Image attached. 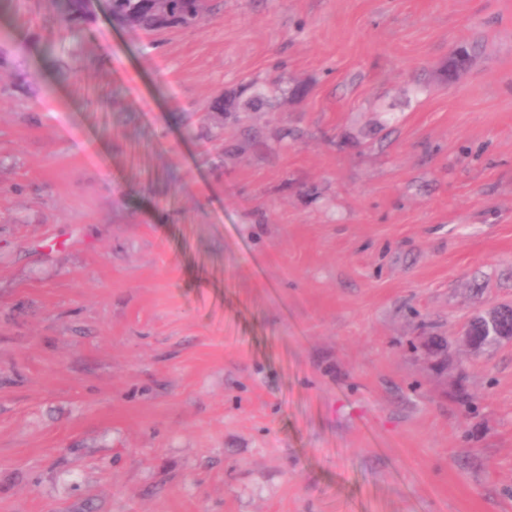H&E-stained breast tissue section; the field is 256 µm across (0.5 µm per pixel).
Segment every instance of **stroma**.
Segmentation results:
<instances>
[{
	"label": "stroma",
	"mask_w": 512,
	"mask_h": 512,
	"mask_svg": "<svg viewBox=\"0 0 512 512\" xmlns=\"http://www.w3.org/2000/svg\"><path fill=\"white\" fill-rule=\"evenodd\" d=\"M62 11L0 0V512H512V343L461 339L512 304V0ZM62 14V34L66 38L79 37L82 27L91 21L86 0H65ZM113 21L149 32L170 27L190 28L204 18L202 0H167V10L161 15L153 0H109ZM480 315L481 314L477 315L469 322V324L467 325L468 331L478 336H489L490 330L484 327V325L480 322ZM468 331L463 332L462 339L473 352H480L485 347H488L497 341H512V336H502L504 335V333H502L501 335L490 336L488 338H485L484 340H480L475 338L474 336H471Z\"/></svg>",
	"instance_id": "1"
}]
</instances>
